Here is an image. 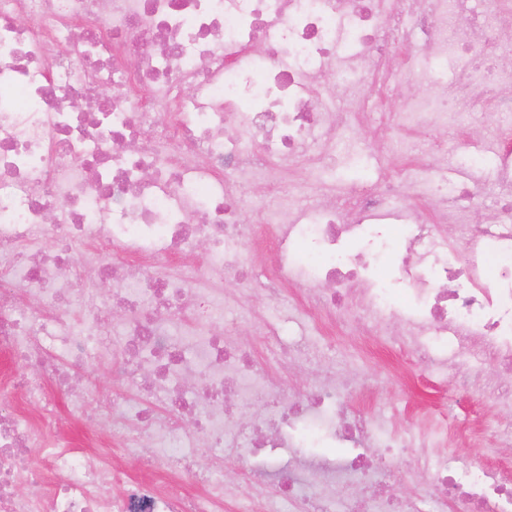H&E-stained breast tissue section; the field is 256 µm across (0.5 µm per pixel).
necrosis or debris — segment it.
<instances>
[{
	"instance_id": "4bbe7bcc",
	"label": "necrosis or debris",
	"mask_w": 512,
	"mask_h": 512,
	"mask_svg": "<svg viewBox=\"0 0 512 512\" xmlns=\"http://www.w3.org/2000/svg\"><path fill=\"white\" fill-rule=\"evenodd\" d=\"M472 3L395 0L413 41L408 65L439 59L469 83L453 100L401 101L410 122L452 111L512 116V70L479 65L487 48L512 52V0H498L492 22ZM394 35L378 0H0V352L25 366L0 377V512H222L225 461L258 454L274 487L238 497L235 512H512V473L478 459L439 462L424 495L394 496L399 441L343 410L346 379L330 344L289 337L282 316L289 289L312 285L303 309L323 336L360 291L376 322L402 325L416 364L459 376L477 349L491 351L499 382L488 394L511 407L512 193L469 225L463 265L406 253L394 274L411 295L398 305L346 245L357 240L379 256L438 235L439 224L405 223L401 184L360 190L357 217L345 220L331 176L320 205L281 202L260 229L242 223L233 200L237 186L279 188L316 127L333 137L365 111L359 81ZM329 71L347 101L340 112L318 101ZM230 120L243 137L226 134ZM466 166L472 179L452 191L415 189L442 204L440 224L478 198L485 170L512 181V148L491 143L469 152ZM257 235L275 253L262 267L265 352L256 360L228 344L244 314L209 283L238 267L237 243ZM89 243L131 256L96 268L110 288L104 303L79 289L74 253ZM199 245L204 261L168 272L170 257ZM316 360L320 382L286 395L278 373ZM107 361L141 397L94 413L74 370ZM9 399L37 408L38 419L3 410ZM63 403L88 428H107L105 441L47 443ZM245 405L255 409L247 419ZM336 446L356 454H298L288 465L274 454ZM200 448L216 465L195 474L203 492L192 495L181 477ZM117 451L170 481L133 482L114 466ZM48 472L58 483L36 492Z\"/></svg>"
}]
</instances>
